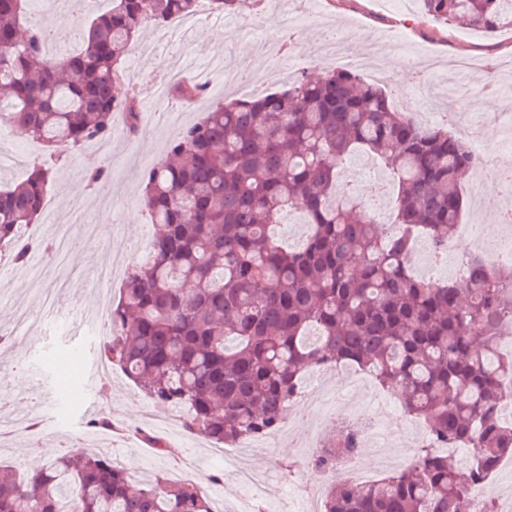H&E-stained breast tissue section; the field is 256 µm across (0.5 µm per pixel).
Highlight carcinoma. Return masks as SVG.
I'll return each instance as SVG.
<instances>
[{"instance_id":"carcinoma-1","label":"carcinoma","mask_w":512,"mask_h":512,"mask_svg":"<svg viewBox=\"0 0 512 512\" xmlns=\"http://www.w3.org/2000/svg\"><path fill=\"white\" fill-rule=\"evenodd\" d=\"M89 19L84 48L45 55L69 30L30 22L28 0H0V126H20L52 152L110 138L114 115L138 126L120 63L140 30L195 13L198 0H111ZM444 24L512 27V0H421ZM355 155L396 186L391 221L433 253L462 219L463 174L478 165L465 142L422 127L356 70L301 76L283 91L218 102L182 130L143 174L153 236L126 272L99 348L150 399L187 409L184 427L216 444L278 431L304 371L349 364L375 373L420 420L428 446L386 476L329 487L323 512H466L472 490L512 457V426L497 420L498 352L512 322V270L472 263L435 285L413 270L414 239L388 234L374 205L341 184ZM53 168L0 185V257L27 263L46 243H20L41 213ZM298 211L297 249L272 228ZM317 331L309 341V330ZM347 435L308 465L333 470L355 449ZM470 445L462 468L440 448ZM0 512H214L193 483L157 473L135 482L104 454H62L44 470L0 471Z\"/></svg>"}]
</instances>
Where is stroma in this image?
<instances>
[{
    "label": "stroma",
    "instance_id": "35a3bbf8",
    "mask_svg": "<svg viewBox=\"0 0 512 512\" xmlns=\"http://www.w3.org/2000/svg\"><path fill=\"white\" fill-rule=\"evenodd\" d=\"M286 28L292 29L295 38L296 69L271 70L260 93L286 88L296 72L317 74L319 46L328 34L340 30L350 53L372 57L374 65L385 72L384 88L399 111L412 116L427 113L439 126L452 114L487 128L494 118L512 113V29L489 34L443 24L423 15L419 0H309L301 13L290 11L281 0L267 13L247 4L223 13L221 19L203 20L169 41L153 42L151 30H144L121 63L124 77L141 89L136 109L143 125L134 134L124 118H117L111 136L115 160H106L86 146L62 155L54 165L47 203L38 220L41 238L51 241L55 220L77 210L86 223L95 225L94 236L79 237L76 247L38 272L19 278L9 272L0 275V335L10 338L9 345L0 346V391H15L20 379L40 378V386L27 390L12 410L21 416L35 413L40 420L42 462L70 453L74 434L86 433L89 417L104 413L111 417L115 431L102 441L111 444L115 464L135 479L161 472L209 491L215 512H251L255 499L237 485L229 462L214 457L201 436L185 430L182 411L154 403L120 370H113L104 381L96 377L101 336L84 314L101 301H116L120 288L93 287L85 270L116 253L125 254L129 264L138 262L130 246L142 242L151 225L142 173L164 158L183 127L201 121L217 101L237 95L236 90L223 89V76L213 67V60L240 71L248 69ZM448 54L470 59L473 71L456 79L433 75L431 61ZM189 55L197 60L195 77L208 81V88L191 103H179L169 96L156 99L151 89L158 74L164 73L170 61ZM490 57L497 60L494 82L504 89L500 95L484 89L482 68ZM43 153L39 142L9 129L0 136V182L23 181ZM99 168L110 174L112 205L107 209L100 207L96 189L87 184L89 172ZM77 186L82 187V195H74ZM461 188L464 220L479 221L488 235H496L498 214L505 205L502 191L493 187L476 199L470 181H463ZM48 296L56 300L55 315L34 326L31 336H19L15 309H39ZM151 436L171 444L173 454L158 456L147 442ZM291 454L287 439L282 438L253 461L266 478L260 498L269 512H295L288 502L292 488L313 475L308 467L287 474ZM217 472L223 478L215 483L211 476Z\"/></svg>",
    "mask_w": 512,
    "mask_h": 512
}]
</instances>
